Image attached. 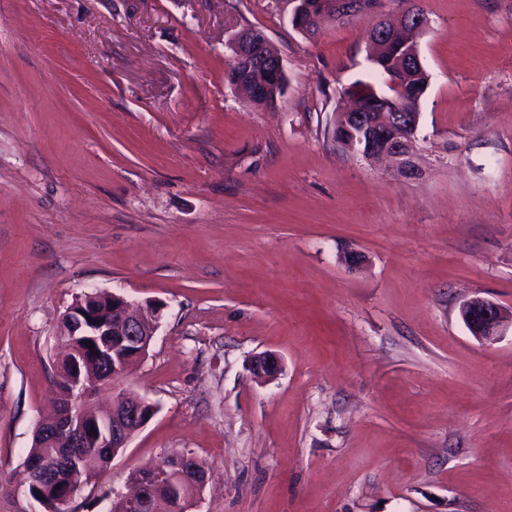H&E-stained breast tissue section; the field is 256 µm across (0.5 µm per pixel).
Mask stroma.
<instances>
[{
    "mask_svg": "<svg viewBox=\"0 0 512 512\" xmlns=\"http://www.w3.org/2000/svg\"><path fill=\"white\" fill-rule=\"evenodd\" d=\"M417 5L402 177L332 136L354 83L387 89L377 12L307 35L289 0H0L1 472L51 410L63 313L109 291L164 305L118 384L157 412L77 512L182 453L191 512H512V334L459 315L512 308V0ZM244 27L282 59L274 107L226 82ZM461 316L471 334L480 342H490L512 330V310L492 300L473 297L461 306ZM252 374L261 380H268L278 376L283 369L280 357L275 354H263L254 357L250 363Z\"/></svg>",
    "mask_w": 512,
    "mask_h": 512,
    "instance_id": "stroma-1",
    "label": "stroma"
}]
</instances>
